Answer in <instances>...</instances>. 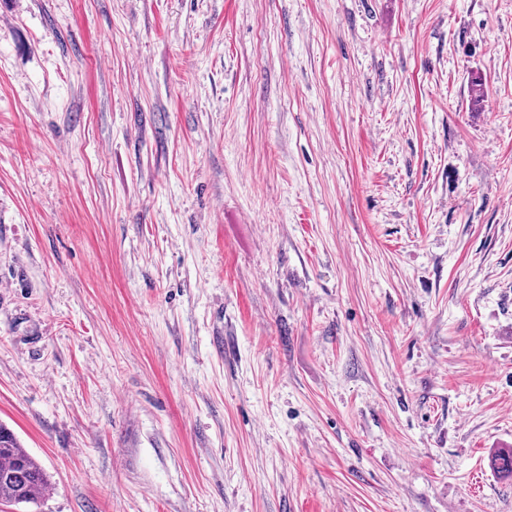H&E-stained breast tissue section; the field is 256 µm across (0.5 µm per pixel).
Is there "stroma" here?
I'll use <instances>...</instances> for the list:
<instances>
[{
    "mask_svg": "<svg viewBox=\"0 0 512 512\" xmlns=\"http://www.w3.org/2000/svg\"><path fill=\"white\" fill-rule=\"evenodd\" d=\"M0 512H512V0H0ZM48 487V477L38 462L10 429L0 424V500L36 504Z\"/></svg>",
    "mask_w": 512,
    "mask_h": 512,
    "instance_id": "35a3bbf8",
    "label": "stroma"
}]
</instances>
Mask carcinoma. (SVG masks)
I'll use <instances>...</instances> for the list:
<instances>
[{
  "instance_id": "1",
  "label": "carcinoma",
  "mask_w": 512,
  "mask_h": 512,
  "mask_svg": "<svg viewBox=\"0 0 512 512\" xmlns=\"http://www.w3.org/2000/svg\"><path fill=\"white\" fill-rule=\"evenodd\" d=\"M49 480L15 434L0 424V500L35 504L43 498Z\"/></svg>"
}]
</instances>
